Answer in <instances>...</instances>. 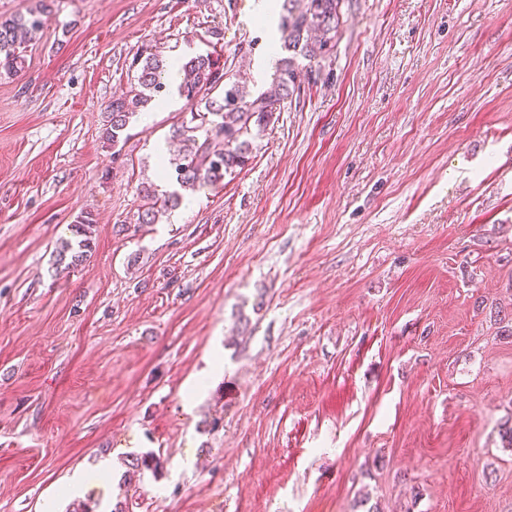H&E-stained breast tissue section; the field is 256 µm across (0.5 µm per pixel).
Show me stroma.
<instances>
[{
  "label": "stroma",
  "instance_id": "35a3bbf8",
  "mask_svg": "<svg viewBox=\"0 0 512 512\" xmlns=\"http://www.w3.org/2000/svg\"><path fill=\"white\" fill-rule=\"evenodd\" d=\"M257 3L53 0L0 76V512H512V0H344L248 163L139 224L190 108L113 145L106 105L147 44L264 90ZM76 224L72 225L74 237L77 239L75 244L70 241L62 246L57 255V262L61 268L60 271L76 268L82 263L87 261L95 250V243L92 238V224L94 219L92 215L87 212L81 213L77 216ZM165 461L153 452H147L142 455L132 457L129 465V481L130 483L135 477H140L144 471H151L153 474L164 469Z\"/></svg>",
  "mask_w": 512,
  "mask_h": 512
}]
</instances>
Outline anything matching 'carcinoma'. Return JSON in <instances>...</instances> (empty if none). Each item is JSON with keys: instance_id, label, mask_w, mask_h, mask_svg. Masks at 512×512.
<instances>
[{"instance_id": "1", "label": "carcinoma", "mask_w": 512, "mask_h": 512, "mask_svg": "<svg viewBox=\"0 0 512 512\" xmlns=\"http://www.w3.org/2000/svg\"><path fill=\"white\" fill-rule=\"evenodd\" d=\"M342 0H282L279 29L283 47L293 52L280 60L269 86L253 97L239 80L231 79L212 52L198 54L180 65L183 74L178 93L194 107L188 125L173 130L181 148L163 161L167 179L184 190H198L224 179V174L242 168L252 153L253 131H263L273 115L300 93L302 69L296 58H323L331 53L345 23ZM50 13L49 0L25 15L0 20V70L16 75L24 69L25 49ZM169 64L152 47L144 46L132 59L137 84L130 92L112 99L107 106L106 140L117 142L130 118L166 89ZM139 223L155 224L166 211L178 205L181 195L161 197L144 187ZM92 215L83 212L72 225L76 243L66 242L57 255L58 265L68 270L87 261L95 250ZM165 461L152 452L137 455L129 465V479L145 471L164 469Z\"/></svg>"}]
</instances>
